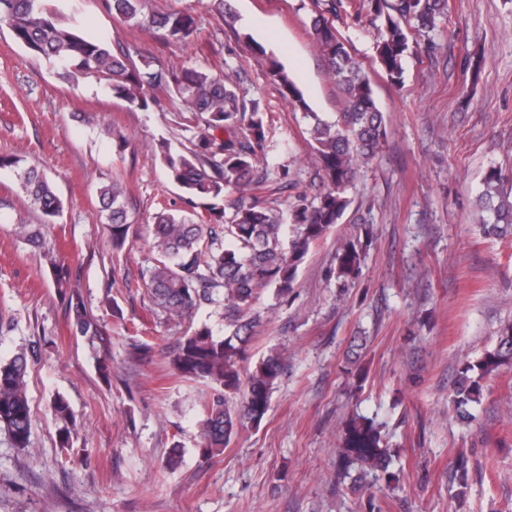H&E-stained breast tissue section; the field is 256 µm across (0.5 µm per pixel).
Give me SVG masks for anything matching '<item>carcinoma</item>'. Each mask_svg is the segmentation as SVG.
I'll return each mask as SVG.
<instances>
[{"label":"carcinoma","instance_id":"obj_1","mask_svg":"<svg viewBox=\"0 0 512 512\" xmlns=\"http://www.w3.org/2000/svg\"><path fill=\"white\" fill-rule=\"evenodd\" d=\"M146 0H102L104 11L130 26L146 28L167 43L187 44L198 34L195 17L186 11L169 10L147 14ZM310 30L315 46L327 62L328 73L344 97V110L330 120L311 110L303 94L282 64L268 57V74L293 110L307 121L310 146L319 164L322 189L305 195L283 214L268 207L256 191L269 180L268 115L256 99L240 94L222 75L203 67L169 66L160 60L130 50H113L101 38L60 25L39 0H0V25H7L13 40L34 58L57 67L56 75L71 83L84 77L107 82L112 94L142 111L158 103L155 93L179 100L202 131L181 152L171 151L168 141L159 146V160L170 180L187 195L188 203L206 202L209 223L198 224L186 214L162 210L150 228L156 253L148 270L147 288L153 302L169 316L190 315L201 301L224 304V334L204 325L179 343L171 360L182 378L213 385L206 412L199 423L198 452L210 459L224 452L236 427L259 424L268 411L280 375L283 357L273 352L247 375L241 373L255 320L248 317L261 292L273 287L283 298L293 288L299 264L311 245L342 219L351 204L348 189L356 170L372 160L386 141L388 128L379 110L371 81L361 63L348 51L336 30V19L367 23L376 31L375 52L382 71L393 83L402 81L405 59L417 52L413 34H428L448 21V0H311ZM18 169L19 186L29 206L50 224L63 204L47 174L25 167L22 159L0 154V170ZM481 195L483 224L490 235H502L512 227V202L499 171L491 170ZM237 194L224 205V192ZM101 211L110 224L112 250L121 252L131 228L122 184L114 181L99 188ZM17 233L44 251L42 232L33 224L17 225ZM372 228L346 242L337 253L336 277L354 282L361 272ZM71 325L89 345L102 339V330L84 302L69 294ZM512 364V324L505 326L495 345L475 363L460 371L454 388L456 408L466 411L481 404V381L500 367ZM28 357L15 354L0 361V432L15 448L28 446L31 437L30 406L25 391ZM55 417L68 422L69 402L57 395L51 402ZM338 477L352 479L354 493L369 490L370 512H381L376 492L391 486V455L383 446L374 420L357 417L341 432ZM453 476L464 495L468 461L452 464Z\"/></svg>","mask_w":512,"mask_h":512}]
</instances>
